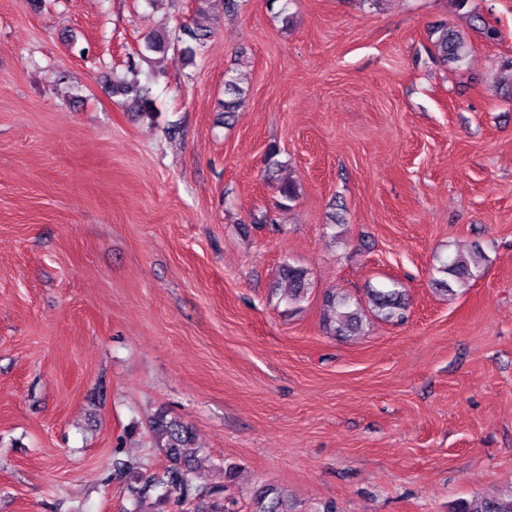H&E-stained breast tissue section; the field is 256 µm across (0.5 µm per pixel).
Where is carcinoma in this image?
<instances>
[{"label": "carcinoma", "instance_id": "carcinoma-1", "mask_svg": "<svg viewBox=\"0 0 512 512\" xmlns=\"http://www.w3.org/2000/svg\"><path fill=\"white\" fill-rule=\"evenodd\" d=\"M212 30L207 28L184 26L179 29L176 42L182 45V53L194 55L206 48ZM434 56L446 62L460 61L470 52L467 41L448 29L439 30L433 42ZM113 89L122 95H134L140 111L148 116L155 115V108L147 90L138 81L136 64L128 62L126 73L113 82ZM224 117L228 118L238 111L246 101V91L233 80L224 84ZM485 254L483 249L473 245L466 253L456 252L448 261L441 263L435 271L444 275L440 283L445 291L454 293L456 288H469L483 267ZM280 276L288 282V292L283 300L290 307L298 306L308 295L311 280L307 268L290 262L281 266ZM368 304L364 305L346 294L328 293L325 297L327 310L334 318L326 321L327 328L336 336H354L362 329L367 315L372 313L386 321L404 320L408 309L406 289L397 282L388 287L370 288L367 293ZM156 447L160 448L169 462L167 469L154 474L141 486L135 488V495H146L151 491L161 492L163 497H176L181 504L187 501L212 499L221 493L219 487H203L194 481V461L199 452L189 427L176 420L158 418L153 426ZM286 501L277 495L271 498L260 496L255 500V512H284ZM449 512H512V493L491 497H474L469 500L455 501Z\"/></svg>", "mask_w": 512, "mask_h": 512}]
</instances>
